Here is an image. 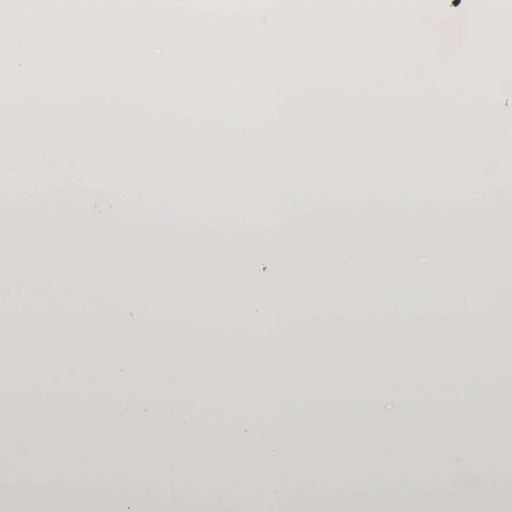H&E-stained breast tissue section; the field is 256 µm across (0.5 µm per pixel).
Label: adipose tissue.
I'll use <instances>...</instances> for the list:
<instances>
[{
	"label": "adipose tissue",
	"mask_w": 512,
	"mask_h": 512,
	"mask_svg": "<svg viewBox=\"0 0 512 512\" xmlns=\"http://www.w3.org/2000/svg\"><path fill=\"white\" fill-rule=\"evenodd\" d=\"M484 24L465 27L463 54L440 83L458 84L446 126H512V0H482ZM489 156L382 160L298 187H240L170 164L26 160L35 184L18 182L15 159H0V348L32 339L34 361H14L0 397L36 391L54 398L61 370L97 382L121 422L35 419L34 429L0 417V512H226L243 499L260 512H512L499 485L472 500L457 495L462 472L500 477L493 460L512 446L496 428L478 449L447 430L413 421L412 402L451 391L468 397L477 370L512 381V300L496 282L512 236V203L488 171ZM454 180L436 199L432 183ZM104 182L76 192L75 173ZM377 189L373 199L349 182ZM188 191L238 206L261 198L271 230L225 228V215L146 202ZM459 272L457 304L427 315L437 287ZM92 289L67 317L44 310L62 283ZM388 389H381L385 378ZM166 398L197 421L219 416L224 456L199 464L168 444L134 440L145 409ZM400 424L353 438L290 448L272 438L244 454L258 429L288 411L324 413L351 403ZM52 444L44 481L28 493L13 467L33 431Z\"/></svg>",
	"instance_id": "ef3b65f1"
}]
</instances>
